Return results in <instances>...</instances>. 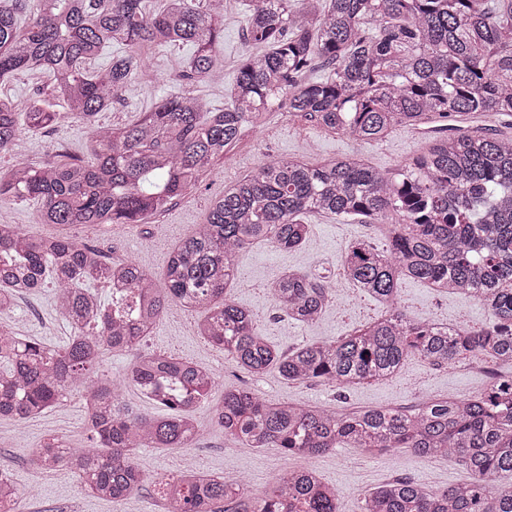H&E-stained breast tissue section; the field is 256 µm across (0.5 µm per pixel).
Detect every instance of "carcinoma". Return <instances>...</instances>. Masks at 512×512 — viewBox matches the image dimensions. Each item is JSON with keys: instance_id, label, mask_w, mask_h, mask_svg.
Segmentation results:
<instances>
[{"instance_id": "cac0c4a2", "label": "carcinoma", "mask_w": 512, "mask_h": 512, "mask_svg": "<svg viewBox=\"0 0 512 512\" xmlns=\"http://www.w3.org/2000/svg\"><path fill=\"white\" fill-rule=\"evenodd\" d=\"M163 2L148 14L144 0H0V80L21 73L51 79L49 92L24 103L0 96V150L24 130L69 119L93 132L88 162L58 154L0 171V202L31 200L38 223L59 228L32 237L0 224V312L12 309L19 286L42 283L49 272L56 308L74 329L63 347L0 329V418L21 422L80 389L91 439L108 449L51 437L33 449L34 466L66 469L91 494L122 499L146 481L136 449L187 448L196 439L193 412L218 389L207 369L172 354L138 353L126 382L169 409L152 416L124 411L120 383L103 368L107 353L136 349L171 305L202 310L197 334L224 349L229 363L253 375L275 372L288 384L362 385L391 377L411 356L437 366L477 354L511 363L512 138L447 136L393 170L352 157L315 165L272 158L224 187L203 223L175 244L160 282L131 259H105L66 230L141 224L167 211L236 149L246 128L264 126L276 109L361 142L402 125L512 115V0H248L246 39L267 52L243 59L228 107L211 111L183 90L133 122L103 126L98 115L139 75L148 47L190 43L185 76L207 80L218 71L224 21L214 0ZM113 45L123 54L89 71L87 63ZM318 61L331 69L310 80ZM56 101L66 111L55 110ZM309 214L388 224L386 246L356 240L340 259L353 286L384 311L337 339L285 353L266 341L230 289L241 279L240 251L299 247ZM404 278L473 296L494 320L480 329L414 322L399 303ZM84 281L127 291L105 307L79 287ZM335 288L297 272L267 286L276 308L303 324L319 319ZM213 420L237 442L287 456H319L343 444L407 448L424 457L456 455L470 472L468 481L443 490L386 482L363 495L360 512H512V376L468 399L348 414L269 404L226 387ZM159 484L167 512H338L336 488L309 468L288 469L255 499L241 480L188 468ZM22 501L0 472V512H19Z\"/></svg>"}]
</instances>
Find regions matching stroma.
Segmentation results:
<instances>
[{"label": "stroma", "mask_w": 512, "mask_h": 512, "mask_svg": "<svg viewBox=\"0 0 512 512\" xmlns=\"http://www.w3.org/2000/svg\"><path fill=\"white\" fill-rule=\"evenodd\" d=\"M217 10L224 19V40L218 48L224 61L223 82L185 79L184 62L192 54V46L152 47L144 53L142 75L132 82L117 104L102 113L101 123L113 126L132 122L162 96L182 89L203 98L212 109H224L231 101L239 64L255 48L244 37L248 19L245 0H219ZM442 133V128L434 124L400 126L383 140L354 142L277 111L264 128L247 132L233 154L216 162V175L203 177L196 189L178 199L166 212L144 224L81 226L74 228L73 234L106 258L133 259L158 277L172 246L188 235L194 225L202 223L210 201L223 193L225 184L254 172L268 158L283 156L318 164L350 156L392 170L408 158L426 152ZM90 138V130L75 121L39 132H22L9 150L0 152V170L8 169L18 160L41 162L58 148L90 160ZM307 222L310 234L298 249L282 252L257 245L241 251L238 262L243 279L231 291L234 300L256 317L264 338L282 350L346 335L383 311L380 303L351 286L341 294L340 305L327 307L320 319L310 325L296 323L276 309L267 287L284 272L334 278L340 272V257L349 243L367 239L381 246L386 242V227L382 224L343 223L320 215L309 216ZM399 297L408 318L418 322L480 328L492 319L487 306L478 299L460 293H441L413 279L401 282ZM198 319L195 310L179 309L164 315L144 339L143 349L165 351L198 363L212 371L220 384L247 388L270 403L305 402L339 413L380 407L407 409L431 396L469 398L487 388L493 378L512 374V366L478 357L449 367L432 366L413 357L393 377L350 389L332 388L317 381L287 384L277 374L254 377L228 364L223 349L197 335ZM0 326L20 338L56 347L64 345L73 334L70 323L56 310L54 287L49 281L21 297L12 310L0 313ZM194 416L199 434L190 447L138 450L135 461L147 481L123 499L109 502L94 498L69 471L43 473L30 461L31 449L49 435L69 438L77 448L93 447L86 431L83 404L74 393L24 424L0 419V470L7 472L20 489L37 486V497L24 499L23 512H165L155 483L177 474L188 456L204 473L228 480L247 475L248 486L256 496L265 493L282 469L305 464L336 488L338 512H359L362 493L390 480L407 479L429 489H445L469 477L457 459L424 458L400 449L371 453L344 445L301 462L273 448H247L227 439L212 420L211 405L199 406Z\"/></svg>", "instance_id": "1"}]
</instances>
